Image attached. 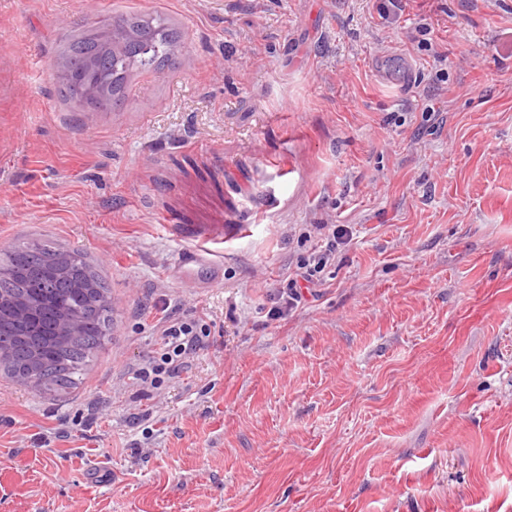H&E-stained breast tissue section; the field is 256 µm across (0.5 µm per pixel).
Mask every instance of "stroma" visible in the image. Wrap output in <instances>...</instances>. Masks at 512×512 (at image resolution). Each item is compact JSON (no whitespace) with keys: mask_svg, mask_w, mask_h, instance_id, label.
Segmentation results:
<instances>
[{"mask_svg":"<svg viewBox=\"0 0 512 512\" xmlns=\"http://www.w3.org/2000/svg\"><path fill=\"white\" fill-rule=\"evenodd\" d=\"M384 5L0 0V250L82 253L112 306L75 385L0 371V512H512V0ZM128 13L175 65L65 103L51 64ZM320 224L352 237L270 318ZM197 247L217 285L169 276ZM164 304L209 346L149 397Z\"/></svg>","mask_w":512,"mask_h":512,"instance_id":"stroma-1","label":"stroma"}]
</instances>
